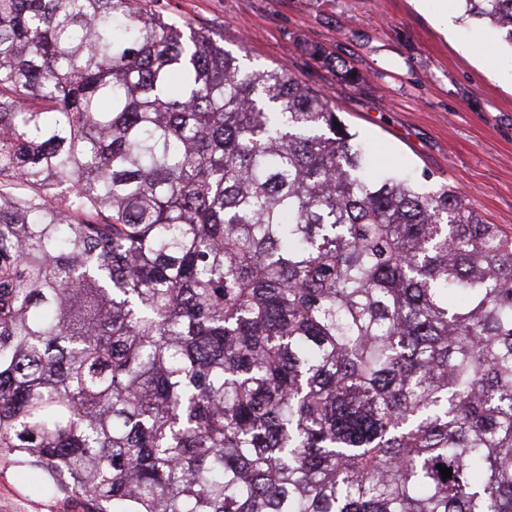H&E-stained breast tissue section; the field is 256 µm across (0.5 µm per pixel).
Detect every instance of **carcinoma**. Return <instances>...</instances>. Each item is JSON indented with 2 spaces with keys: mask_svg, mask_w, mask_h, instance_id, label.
I'll return each mask as SVG.
<instances>
[{
  "mask_svg": "<svg viewBox=\"0 0 512 512\" xmlns=\"http://www.w3.org/2000/svg\"><path fill=\"white\" fill-rule=\"evenodd\" d=\"M0 457L89 512H512V233L147 0H0Z\"/></svg>",
  "mask_w": 512,
  "mask_h": 512,
  "instance_id": "1",
  "label": "carcinoma"
}]
</instances>
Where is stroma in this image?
<instances>
[{
    "mask_svg": "<svg viewBox=\"0 0 512 512\" xmlns=\"http://www.w3.org/2000/svg\"><path fill=\"white\" fill-rule=\"evenodd\" d=\"M149 2L223 34L225 50L246 62L288 66L322 91L366 142L372 170L456 187L488 223L512 231V49L470 24L458 0ZM313 44L330 60L313 62ZM39 482L36 471L0 468V512H87Z\"/></svg>",
    "mask_w": 512,
    "mask_h": 512,
    "instance_id": "35a3bbf8",
    "label": "stroma"
}]
</instances>
